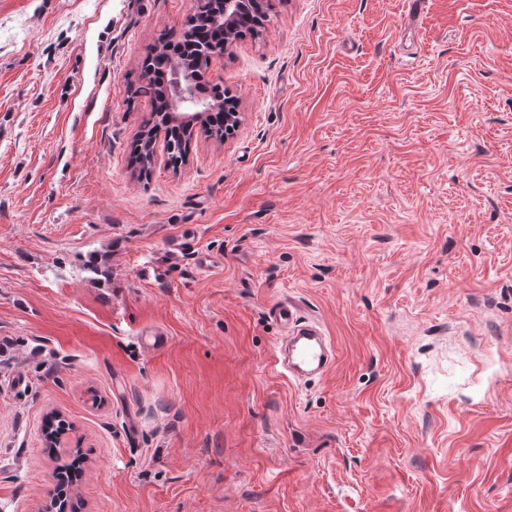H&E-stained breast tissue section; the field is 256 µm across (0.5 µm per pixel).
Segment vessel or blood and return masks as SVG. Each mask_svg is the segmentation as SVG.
Segmentation results:
<instances>
[{"mask_svg": "<svg viewBox=\"0 0 512 512\" xmlns=\"http://www.w3.org/2000/svg\"><path fill=\"white\" fill-rule=\"evenodd\" d=\"M273 313L287 329L281 339L287 351L283 370L294 378L326 374L334 363V351L320 328L296 322L293 309L286 302L278 303Z\"/></svg>", "mask_w": 512, "mask_h": 512, "instance_id": "vessel-or-blood-1", "label": "vessel or blood"}]
</instances>
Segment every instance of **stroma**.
<instances>
[{
  "instance_id": "obj_1",
  "label": "stroma",
  "mask_w": 512,
  "mask_h": 512,
  "mask_svg": "<svg viewBox=\"0 0 512 512\" xmlns=\"http://www.w3.org/2000/svg\"><path fill=\"white\" fill-rule=\"evenodd\" d=\"M271 3L205 75L234 136L140 180L125 88L193 0H0V512L78 452L82 512H512V0ZM273 313L275 319L287 328L286 336L280 340L287 351L281 364L283 370L294 378L326 374L334 363V351L320 328L314 324L297 323L288 302L278 303Z\"/></svg>"
}]
</instances>
